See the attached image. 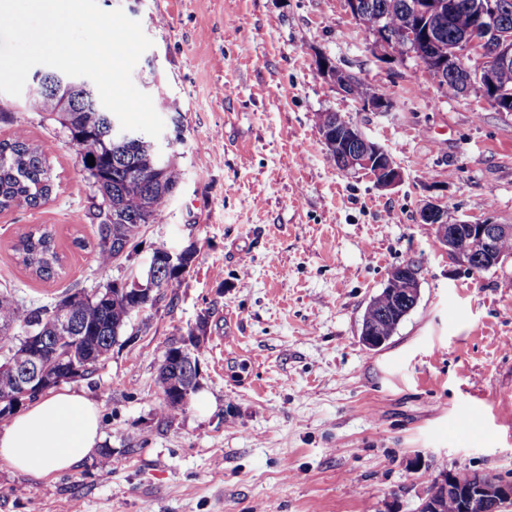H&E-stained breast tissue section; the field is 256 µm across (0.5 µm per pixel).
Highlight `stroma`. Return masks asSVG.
<instances>
[{
    "label": "stroma",
    "mask_w": 512,
    "mask_h": 512,
    "mask_svg": "<svg viewBox=\"0 0 512 512\" xmlns=\"http://www.w3.org/2000/svg\"><path fill=\"white\" fill-rule=\"evenodd\" d=\"M97 3L153 42L132 81L164 121L177 188L135 248L101 263L74 151L26 96L0 92V139L23 126L55 176L41 206L0 212V288L49 304L133 279L155 249L196 255L175 297L133 313L92 374L68 383L98 411L110 469L92 455L36 477L0 460V512H416L445 471L512 481V260L465 273L418 217L432 201L455 224H512V115L380 55L344 0ZM320 55L394 110L341 95ZM324 112L359 125L403 182L382 190L339 171ZM44 225L64 255L48 281L14 251ZM403 264L418 271V304L368 348L364 310ZM203 314L199 389L170 419L162 356Z\"/></svg>",
    "instance_id": "35a3bbf8"
}]
</instances>
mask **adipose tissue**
Here are the masks:
<instances>
[{
  "label": "adipose tissue",
  "mask_w": 512,
  "mask_h": 512,
  "mask_svg": "<svg viewBox=\"0 0 512 512\" xmlns=\"http://www.w3.org/2000/svg\"><path fill=\"white\" fill-rule=\"evenodd\" d=\"M101 441L94 405L61 389L46 393L0 427V459L40 476L70 469Z\"/></svg>",
  "instance_id": "adipose-tissue-1"
}]
</instances>
